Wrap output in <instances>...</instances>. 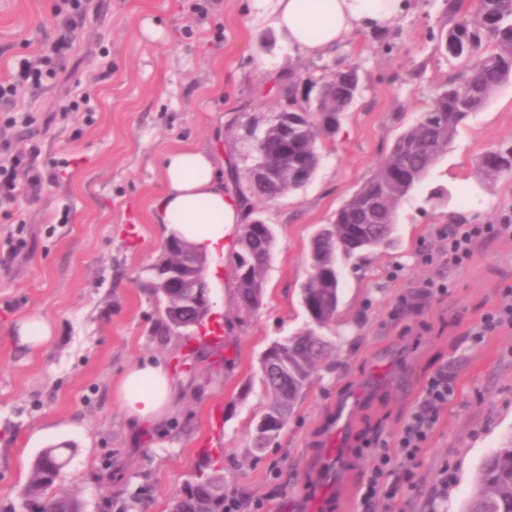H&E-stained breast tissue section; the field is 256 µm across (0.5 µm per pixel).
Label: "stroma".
<instances>
[{"instance_id":"35a3bbf8","label":"stroma","mask_w":512,"mask_h":512,"mask_svg":"<svg viewBox=\"0 0 512 512\" xmlns=\"http://www.w3.org/2000/svg\"><path fill=\"white\" fill-rule=\"evenodd\" d=\"M59 0H0V81L56 31ZM451 21L444 0H410L385 31H360L315 59L258 21L249 0H89L56 77L0 104V136L54 178L0 210V512H29L23 489L45 448L62 449L53 486L87 512H170L173 496L220 448L225 492L266 512H464L484 458L512 441V326L475 342L488 312L512 291V235L475 239L448 262L455 218L498 224L512 216V176L487 179L481 156L512 138V80L460 129L423 182L400 202L389 246L341 259L339 304L321 334L332 345L287 426L264 453L252 437L268 399L261 358L303 329L301 288L313 232L374 173L439 85L464 62L438 48ZM358 69L361 94L301 190L255 209L277 233L257 310L242 311L229 258L208 275L211 339L161 332L146 287L161 253L154 219L161 158L196 144L224 164V185L246 192L252 131L287 109L276 81L305 76L297 100L316 98L338 68ZM29 125L7 126L9 111ZM442 294H423L426 283ZM38 314L51 338L22 343L17 325ZM163 360L185 382L163 429L131 426L112 392L138 362ZM447 372L455 391L413 470L394 453L427 379ZM356 403L340 456L329 452L337 404ZM221 406V426L212 410ZM390 451L384 492L360 491Z\"/></svg>"}]
</instances>
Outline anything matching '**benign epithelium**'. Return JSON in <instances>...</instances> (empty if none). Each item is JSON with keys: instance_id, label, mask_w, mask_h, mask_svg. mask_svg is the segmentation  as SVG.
<instances>
[{"instance_id": "obj_1", "label": "benign epithelium", "mask_w": 512, "mask_h": 512, "mask_svg": "<svg viewBox=\"0 0 512 512\" xmlns=\"http://www.w3.org/2000/svg\"><path fill=\"white\" fill-rule=\"evenodd\" d=\"M288 174V166L269 169L261 158L254 159L248 168L249 177L255 182L278 180ZM207 255L199 247L187 242L164 244L162 254L152 266L157 300L170 304L171 300L186 291L194 298L196 311L191 316L176 310L173 312L170 326L184 336H192L202 325L199 317L209 315L211 310L210 287L205 278ZM279 423L270 417H262L255 426V438L269 447L278 435Z\"/></svg>"}]
</instances>
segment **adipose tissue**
Wrapping results in <instances>:
<instances>
[{"label": "adipose tissue", "instance_id": "adipose-tissue-1", "mask_svg": "<svg viewBox=\"0 0 512 512\" xmlns=\"http://www.w3.org/2000/svg\"><path fill=\"white\" fill-rule=\"evenodd\" d=\"M258 19L281 33L307 57L325 54L358 31H385L407 0H253ZM165 191L158 203L166 232L218 259L224 242L243 218L239 198L228 195L213 155L185 147L163 158ZM163 364L148 361L128 368L115 395L132 423H160L180 392Z\"/></svg>", "mask_w": 512, "mask_h": 512}]
</instances>
